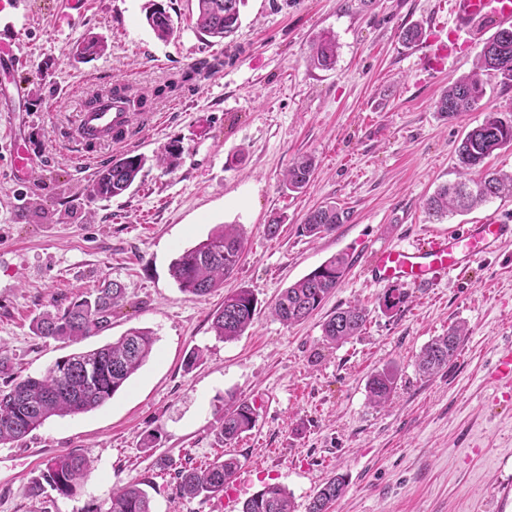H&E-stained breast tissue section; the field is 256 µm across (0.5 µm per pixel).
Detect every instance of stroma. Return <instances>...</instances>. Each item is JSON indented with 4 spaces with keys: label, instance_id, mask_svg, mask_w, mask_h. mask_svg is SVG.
Wrapping results in <instances>:
<instances>
[{
    "label": "stroma",
    "instance_id": "stroma-1",
    "mask_svg": "<svg viewBox=\"0 0 512 512\" xmlns=\"http://www.w3.org/2000/svg\"><path fill=\"white\" fill-rule=\"evenodd\" d=\"M0 0V354L11 378L37 377L76 350L151 330L149 361L96 410L53 417L23 440L0 444V512H107L114 491L149 484L153 512H225L224 497H178L182 468H205L231 451L240 468L236 504L267 484L292 496L296 512L326 478L346 480L328 512H489L512 483V389L492 376L497 351L512 346V243L385 311L386 285L364 268L384 246L494 216L512 221V196L438 220L425 203L457 181L456 148L485 112L512 114V86L485 77L478 107L453 121L436 110L443 89L471 74L481 46L469 44L428 68L424 54L447 41L436 17L448 0H245L234 39L196 26L197 0ZM161 4L175 25L158 39L146 21ZM423 39L405 45L402 27ZM337 46L332 69L308 63L321 36ZM103 38L104 54L74 57L75 42ZM221 59L217 70L196 63ZM145 95L135 133L123 142L78 140L76 111L115 84ZM33 159L27 179L11 168V140ZM179 146L175 165L156 155ZM145 155L132 188L91 197L93 173L113 157ZM316 168L302 192L282 185L300 156ZM327 203L349 220L312 239L306 214ZM280 217L277 236L265 227ZM220 224L245 233L236 272L222 290L183 294L169 267ZM352 260L342 283L305 321L271 313L279 293L329 257ZM111 276L127 288L112 326L74 345L36 336L35 317L60 310ZM250 289L253 325L219 340L213 313L225 294ZM366 306L360 335L327 344L321 325L337 308ZM462 324L468 335L448 367L427 376L420 350ZM202 358L192 369L191 350ZM391 366V402L372 406L366 383ZM256 408L254 428L231 446L217 438L230 398ZM152 448H144V439ZM85 453L93 468L75 496L28 494L45 462Z\"/></svg>",
    "mask_w": 512,
    "mask_h": 512
}]
</instances>
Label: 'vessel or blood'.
<instances>
[{"instance_id":"1","label":"vessel or blood","mask_w":512,"mask_h":512,"mask_svg":"<svg viewBox=\"0 0 512 512\" xmlns=\"http://www.w3.org/2000/svg\"><path fill=\"white\" fill-rule=\"evenodd\" d=\"M448 10L452 19L448 41L452 44L464 35H481L490 24L512 23V0H448ZM128 124L127 112L108 97L102 98L96 111L77 114V129L90 144L111 141L113 131ZM511 240L512 224L488 217L420 243L380 248L369 261L367 273L377 284L403 281L426 287L434 284L441 272L466 269Z\"/></svg>"}]
</instances>
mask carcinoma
I'll return each instance as SVG.
<instances>
[{"mask_svg": "<svg viewBox=\"0 0 512 512\" xmlns=\"http://www.w3.org/2000/svg\"><path fill=\"white\" fill-rule=\"evenodd\" d=\"M196 28L211 38L226 39L240 24L243 0H197ZM147 22L155 35L165 40L173 35L174 26L166 10L157 7L147 14ZM105 42L98 38L82 40L76 55L98 53ZM310 63L330 69L336 63V41L327 36L313 49ZM493 75L504 85L512 84V28H500L484 42L475 71L453 81L441 94L436 108L439 114L453 120L469 112L483 99L485 85L481 75ZM512 145V118L499 112H487L482 122L467 132L456 149L459 175L462 179L438 187L426 201L429 215L443 217L450 212L470 210L478 205L512 193V174L482 170L478 177L469 174L494 151ZM146 163L141 155L114 158L99 169L92 180L91 196L112 198L126 192ZM314 172V160L303 156L284 175L283 185L292 192L304 189ZM347 213L334 204L310 211L300 233L319 238L344 223ZM243 249V233L235 224H221L207 239L183 250L172 261L170 275L181 292L200 297L224 287V278L236 271ZM350 265L349 255L336 254L309 274L284 289L272 311L285 325L307 319L324 299L339 287ZM125 286L118 280L104 278L94 290L72 301L62 311H45L32 321V331L43 338L78 343L110 329L112 315L124 306ZM408 293L392 288L384 297L388 310L405 306ZM257 299L252 291L242 288L224 296V304L213 314L212 329L223 341L243 335L254 322ZM368 313L358 304L338 308L322 324V336L331 344H339L365 325ZM468 330L456 325L448 335L428 343L417 356V365L425 374H435L448 367ZM155 343L152 331L132 329L117 340L103 346L62 357L41 376L15 379L0 390V443L16 441L40 427L53 416H69L90 412L103 406L147 362ZM396 376L384 368L367 382L370 403L380 406L393 392ZM255 425V408L247 401L232 400L225 404L220 418L219 438L232 443ZM93 458L84 454H68L49 460L40 477L29 487L37 497L50 487L62 496H73L92 469ZM239 467V460L224 454L203 470L188 469L179 473L176 494L180 497L210 496L224 492ZM346 481L342 476L327 479L307 504L306 512H328L330 504L341 498ZM107 512H152L151 498L143 482L130 481L117 489ZM242 512H295L292 496L278 484H268L243 503Z\"/></svg>", "mask_w": 512, "mask_h": 512, "instance_id": "carcinoma-1", "label": "carcinoma"}]
</instances>
